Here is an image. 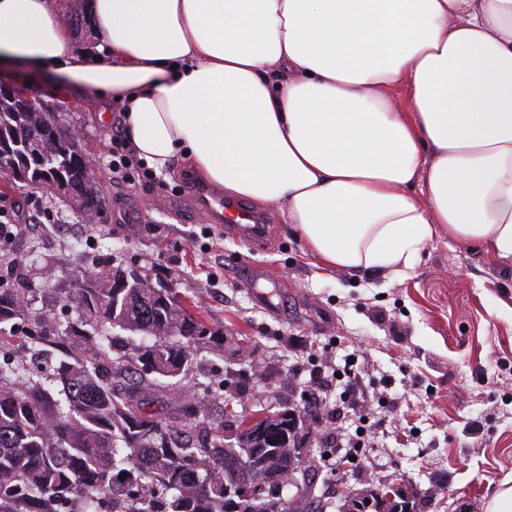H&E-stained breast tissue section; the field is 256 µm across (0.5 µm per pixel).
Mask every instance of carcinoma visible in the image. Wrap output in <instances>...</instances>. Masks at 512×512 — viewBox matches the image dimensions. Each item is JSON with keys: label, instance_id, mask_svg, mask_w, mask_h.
Masks as SVG:
<instances>
[{"label": "carcinoma", "instance_id": "obj_1", "mask_svg": "<svg viewBox=\"0 0 512 512\" xmlns=\"http://www.w3.org/2000/svg\"><path fill=\"white\" fill-rule=\"evenodd\" d=\"M44 112H24L0 91V171L36 153V166L56 171L75 188L70 194L80 215L101 214L98 184L84 163L52 140L22 145L15 136L37 130ZM127 275L129 286L112 287ZM71 299L89 328L78 333L81 354H64L43 369L34 364L44 347L61 343L53 317L40 318L26 353L4 354L0 362V512H286L267 484L294 480L308 444L299 410L263 418V432H240L238 447H224V427L204 426L206 403L183 401L189 421H162L147 411L135 385L119 379L131 364L144 374L178 377L191 366L194 344L206 338L201 324L180 304L172 288L158 286L148 272L96 270L94 282ZM25 292L0 288V324L29 311ZM153 339L112 356L107 328ZM57 384L64 405L50 404L48 386ZM128 473L124 480L119 476Z\"/></svg>", "mask_w": 512, "mask_h": 512}]
</instances>
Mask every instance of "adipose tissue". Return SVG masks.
Segmentation results:
<instances>
[{"mask_svg": "<svg viewBox=\"0 0 512 512\" xmlns=\"http://www.w3.org/2000/svg\"><path fill=\"white\" fill-rule=\"evenodd\" d=\"M0 0V56L124 105L136 158L277 206L327 269L446 228L512 264V0ZM70 25L72 27L79 28L82 27L83 24H85V16L82 13L81 15L79 13H74L69 17ZM71 27V35L72 38L77 45V47L81 49H88L92 48L95 44L97 37L95 32L93 31L92 27L84 26L82 29L79 30L78 33Z\"/></svg>", "mask_w": 512, "mask_h": 512, "instance_id": "1", "label": "adipose tissue"}]
</instances>
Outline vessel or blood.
Segmentation results:
<instances>
[{
  "instance_id": "b4317fda",
  "label": "vessel or blood",
  "mask_w": 512,
  "mask_h": 512,
  "mask_svg": "<svg viewBox=\"0 0 512 512\" xmlns=\"http://www.w3.org/2000/svg\"><path fill=\"white\" fill-rule=\"evenodd\" d=\"M187 201L193 215L204 216L208 223L217 225L226 236L236 240L257 243L272 233L263 216L247 203L225 200L220 190L212 185L192 186Z\"/></svg>"
}]
</instances>
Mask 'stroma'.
<instances>
[{"instance_id":"1","label":"stroma","mask_w":512,"mask_h":512,"mask_svg":"<svg viewBox=\"0 0 512 512\" xmlns=\"http://www.w3.org/2000/svg\"><path fill=\"white\" fill-rule=\"evenodd\" d=\"M0 81L30 86L61 122L84 132L85 161L106 189L101 218L88 224L0 173V288L27 289L31 308L0 329L1 341L23 349L44 313L64 330L79 323L69 294L86 271L155 269L213 334L182 385L205 399L227 446H236L244 417L302 408L314 366L357 355L377 398L374 417L384 422L377 446L357 465L329 468L323 457L337 448L324 431L328 412L305 417L314 466L278 491L293 512H346L347 493L385 485L415 492L416 512H487L512 481L511 267L442 229L402 274L330 271L274 205L264 208L273 238L253 245L226 237L177 205L188 165L113 178L120 104L73 96L59 90L58 77L10 61L0 63ZM251 264L270 275L261 284L270 304L255 297Z\"/></svg>"}]
</instances>
